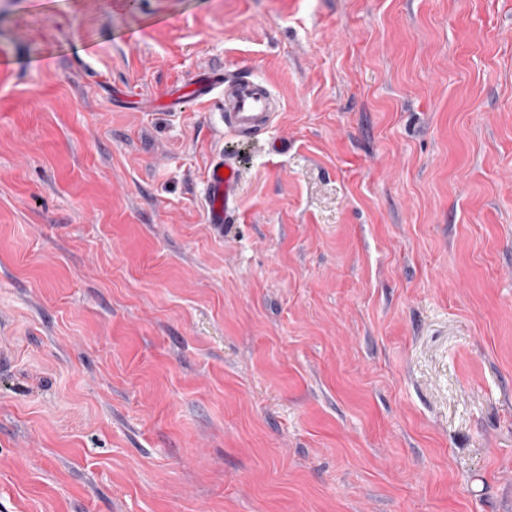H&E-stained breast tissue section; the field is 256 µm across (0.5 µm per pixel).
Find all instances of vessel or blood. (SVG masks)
I'll list each match as a JSON object with an SVG mask.
<instances>
[{
  "mask_svg": "<svg viewBox=\"0 0 512 512\" xmlns=\"http://www.w3.org/2000/svg\"><path fill=\"white\" fill-rule=\"evenodd\" d=\"M216 97L222 100L225 132L239 138L262 134L272 124L274 113L280 107L267 83L244 73L220 71L196 74L189 84L172 88L167 94V104L179 107ZM239 182V169L231 160L215 159L206 170V220L216 229H223L237 210Z\"/></svg>",
  "mask_w": 512,
  "mask_h": 512,
  "instance_id": "obj_1",
  "label": "vessel or blood"
}]
</instances>
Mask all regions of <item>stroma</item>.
<instances>
[{
  "mask_svg": "<svg viewBox=\"0 0 512 512\" xmlns=\"http://www.w3.org/2000/svg\"><path fill=\"white\" fill-rule=\"evenodd\" d=\"M0 512H512V0H0ZM222 98L224 130L239 138L257 137L274 120L280 107L272 88L265 82L244 73L225 74L220 71L198 73L189 84L172 88L167 106L180 107L191 101ZM221 169H227L229 176L220 174ZM240 172L238 167L229 159L219 156L208 166L205 177L204 207L208 224H213L218 230H223L238 207V186Z\"/></svg>",
  "mask_w": 512,
  "mask_h": 512,
  "instance_id": "obj_1",
  "label": "stroma"
}]
</instances>
